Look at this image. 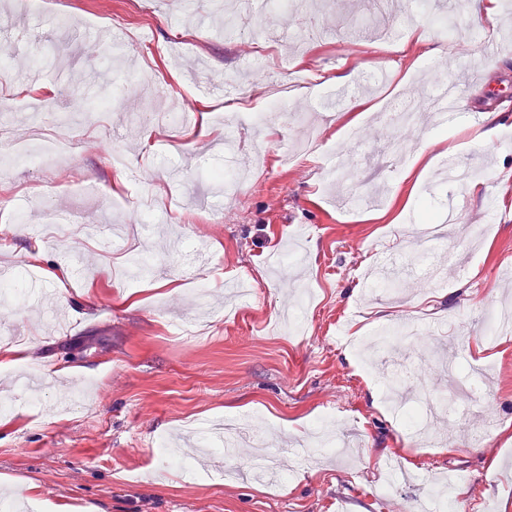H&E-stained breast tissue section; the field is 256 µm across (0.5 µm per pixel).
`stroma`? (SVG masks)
<instances>
[{"mask_svg":"<svg viewBox=\"0 0 512 512\" xmlns=\"http://www.w3.org/2000/svg\"><path fill=\"white\" fill-rule=\"evenodd\" d=\"M213 12L212 0H52L36 14L0 0V121L29 141L16 111L35 96L43 134L81 122L67 153L0 156L12 186L0 196V271L33 265L40 286L0 304V346L17 350L0 387L44 380L36 405L0 413V489L36 512H412L428 478L444 476L459 481V512H512V335L484 331L512 287V146L480 139L485 125L512 128V111L425 135L380 113L384 99L428 94L423 77L447 52L477 61L512 13L494 30L463 14L449 33L411 0H302L270 6L255 42L245 24L227 38ZM399 20L401 52L369 51ZM308 27L323 39L301 44ZM210 79L240 85L231 133L213 124L228 100L205 91ZM366 82L373 109L357 125L324 109L338 87ZM278 98L286 111L255 127ZM188 101L192 124L137 119L145 105L178 114ZM398 135L412 156L435 141L433 163L384 157ZM351 137L381 171L327 179L330 151ZM116 150L127 169H113ZM478 153L482 185L445 180ZM450 207L462 222L424 253L420 215ZM378 250L396 262V289L363 288ZM137 252L152 271L129 272ZM400 323L423 339L375 341ZM475 367L488 370L476 404L423 436L406 426L423 398L460 401ZM82 380L94 384L83 411L57 415ZM228 420L248 430L225 480L218 451L199 453L188 425L220 432ZM176 440L173 465L159 445ZM397 457L426 478L382 494Z\"/></svg>","mask_w":512,"mask_h":512,"instance_id":"1","label":"stroma"}]
</instances>
